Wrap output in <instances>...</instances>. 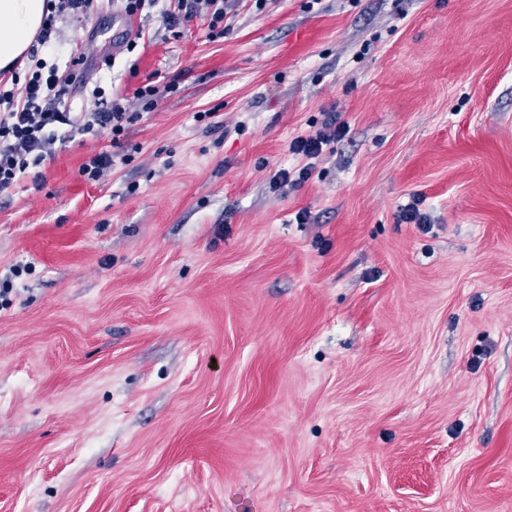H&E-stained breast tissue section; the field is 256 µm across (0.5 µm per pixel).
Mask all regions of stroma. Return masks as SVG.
<instances>
[{
    "label": "stroma",
    "instance_id": "1",
    "mask_svg": "<svg viewBox=\"0 0 512 512\" xmlns=\"http://www.w3.org/2000/svg\"><path fill=\"white\" fill-rule=\"evenodd\" d=\"M161 12L56 23L70 111L179 90L0 198V512H512V0ZM174 10L163 11V24L165 29L174 38L180 37L187 23L197 16H206L209 19L208 36L215 41L224 37L227 28V11L223 0H176ZM225 22V24H224ZM341 128V126H336V120L331 119L322 128L294 139L289 145V150L293 154L315 158L322 152V146L327 145ZM113 154L100 152L89 157V160L82 164L80 173L87 180H98L104 173L112 167Z\"/></svg>",
    "mask_w": 512,
    "mask_h": 512
}]
</instances>
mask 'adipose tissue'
Here are the masks:
<instances>
[{
    "instance_id": "ef3b65f1",
    "label": "adipose tissue",
    "mask_w": 512,
    "mask_h": 512,
    "mask_svg": "<svg viewBox=\"0 0 512 512\" xmlns=\"http://www.w3.org/2000/svg\"><path fill=\"white\" fill-rule=\"evenodd\" d=\"M46 14V0H0V75L29 50Z\"/></svg>"
}]
</instances>
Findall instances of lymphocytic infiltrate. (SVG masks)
<instances>
[{
  "mask_svg": "<svg viewBox=\"0 0 512 512\" xmlns=\"http://www.w3.org/2000/svg\"><path fill=\"white\" fill-rule=\"evenodd\" d=\"M47 14L28 50L34 70L20 91L0 92V195L11 193L29 169L43 166L55 156L56 145L66 143L74 134L106 135L113 147L142 113L157 108L165 94L174 92L175 83L157 85L146 81L133 98L113 96L105 107L92 112H67L60 105L70 85L83 81L85 56L72 58L67 73L48 65L43 57L52 43L54 23L63 14L87 16L94 0H47ZM207 17L208 36L222 38L227 11L224 0H176V6L164 10L163 24L173 37H180L193 18Z\"/></svg>",
  "mask_w": 512,
  "mask_h": 512,
  "instance_id": "1",
  "label": "lymphocytic infiltrate"
}]
</instances>
